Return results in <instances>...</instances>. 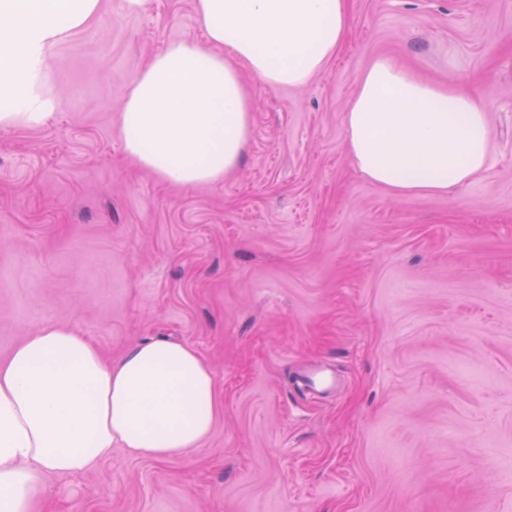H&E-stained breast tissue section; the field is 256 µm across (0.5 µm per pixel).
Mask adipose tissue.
<instances>
[{"label":"adipose tissue","instance_id":"ef3b65f1","mask_svg":"<svg viewBox=\"0 0 512 512\" xmlns=\"http://www.w3.org/2000/svg\"><path fill=\"white\" fill-rule=\"evenodd\" d=\"M100 0H0V127L43 123L47 55ZM204 38L169 43L134 77L117 117L125 152L179 186L240 165L252 132L249 71L269 89L307 85L336 56L348 0H195ZM360 173L398 195L442 194L486 169L485 105L392 58L361 73L344 116ZM220 408L213 369L193 347L156 337L104 363L76 329L43 324L0 361V512H35L44 477H77L124 449L167 461L199 448Z\"/></svg>","mask_w":512,"mask_h":512}]
</instances>
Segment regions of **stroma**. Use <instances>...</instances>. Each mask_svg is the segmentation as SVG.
Instances as JSON below:
<instances>
[{
  "instance_id": "1",
  "label": "stroma",
  "mask_w": 512,
  "mask_h": 512,
  "mask_svg": "<svg viewBox=\"0 0 512 512\" xmlns=\"http://www.w3.org/2000/svg\"><path fill=\"white\" fill-rule=\"evenodd\" d=\"M349 6L308 85H253L222 181L165 183L116 127L133 77L202 40L195 0H101L49 51L54 115L0 128V361L44 320L108 361L165 336L221 394L200 449L48 475L43 512H512V0ZM380 55L484 99L475 182L402 196L355 168L344 113ZM313 366L334 390L292 384Z\"/></svg>"
}]
</instances>
